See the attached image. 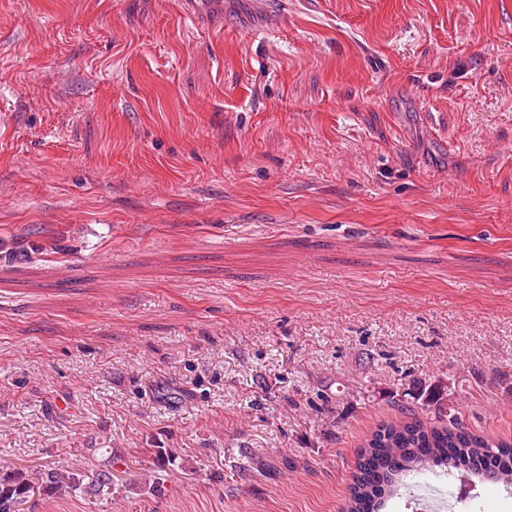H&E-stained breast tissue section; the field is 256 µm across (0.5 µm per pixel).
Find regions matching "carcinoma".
I'll return each mask as SVG.
<instances>
[{
    "instance_id": "obj_1",
    "label": "carcinoma",
    "mask_w": 512,
    "mask_h": 512,
    "mask_svg": "<svg viewBox=\"0 0 512 512\" xmlns=\"http://www.w3.org/2000/svg\"><path fill=\"white\" fill-rule=\"evenodd\" d=\"M434 410V419L417 417L414 401ZM406 419L383 423L365 438L355 462L350 497L344 512H381L393 495H401L407 478L431 466L452 480L471 485L492 480L512 486V441L489 440L472 433L455 391L406 388L394 401ZM77 492L112 493V471L100 468H0V512H37L40 495L70 496Z\"/></svg>"
}]
</instances>
